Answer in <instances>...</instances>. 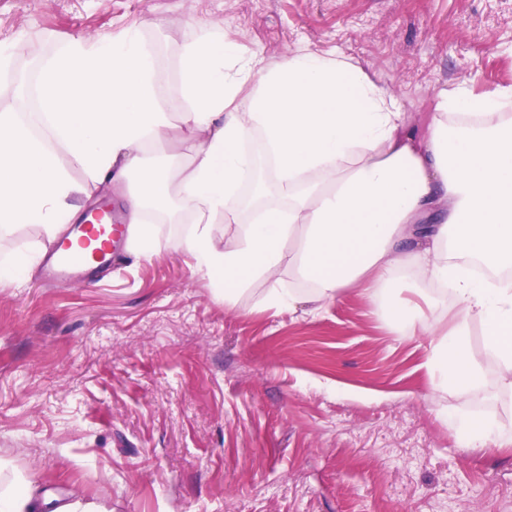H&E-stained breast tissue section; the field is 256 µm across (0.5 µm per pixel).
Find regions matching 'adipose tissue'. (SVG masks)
Listing matches in <instances>:
<instances>
[{"mask_svg":"<svg viewBox=\"0 0 512 512\" xmlns=\"http://www.w3.org/2000/svg\"><path fill=\"white\" fill-rule=\"evenodd\" d=\"M156 61L139 29L70 41L37 82V117L0 113V238L31 226L53 241L83 218L90 186L124 187L121 205L133 253L157 246L143 218L174 219L180 200L194 214L179 241L192 272L232 305L256 280L268 306L319 311L347 288L382 305L392 331L426 327L420 306L392 295L413 266L421 281L450 285L456 312L428 367L440 386L479 395L485 355L512 393V93L441 91L425 134L396 98L342 56L297 51L270 64L238 51L222 27L198 26L181 53L178 89L160 100ZM261 132L288 203L238 223L240 184L253 175L244 149ZM185 136L188 160H145L146 145ZM79 169L88 186L70 176ZM234 224L230 242L216 227ZM292 270L306 293L284 288ZM486 329L484 353L470 347L472 322ZM0 512H112L73 496L53 506L31 478L0 459Z\"/></svg>","mask_w":512,"mask_h":512,"instance_id":"adipose-tissue-1","label":"adipose tissue"}]
</instances>
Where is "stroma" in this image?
<instances>
[{
  "label": "stroma",
  "mask_w": 512,
  "mask_h": 512,
  "mask_svg": "<svg viewBox=\"0 0 512 512\" xmlns=\"http://www.w3.org/2000/svg\"><path fill=\"white\" fill-rule=\"evenodd\" d=\"M274 63L341 54L424 133L439 91L512 90V0H0L15 71L73 39L139 27L161 97L196 24ZM154 223L157 255L60 288L0 282V457L39 485L112 512H512V449L465 448L448 415L512 427L485 357L464 400L427 368L435 337L395 334L351 289L315 315L232 306Z\"/></svg>",
  "instance_id": "stroma-1"
}]
</instances>
